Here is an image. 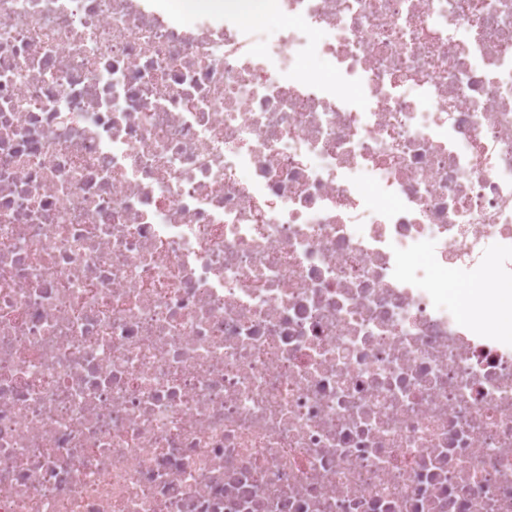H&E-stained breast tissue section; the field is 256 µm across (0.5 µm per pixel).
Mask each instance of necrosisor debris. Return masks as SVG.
<instances>
[{
	"instance_id": "4bbe7bcc",
	"label": "necrosis or debris",
	"mask_w": 512,
	"mask_h": 512,
	"mask_svg": "<svg viewBox=\"0 0 512 512\" xmlns=\"http://www.w3.org/2000/svg\"><path fill=\"white\" fill-rule=\"evenodd\" d=\"M265 2L0 0V512H512V0Z\"/></svg>"
}]
</instances>
